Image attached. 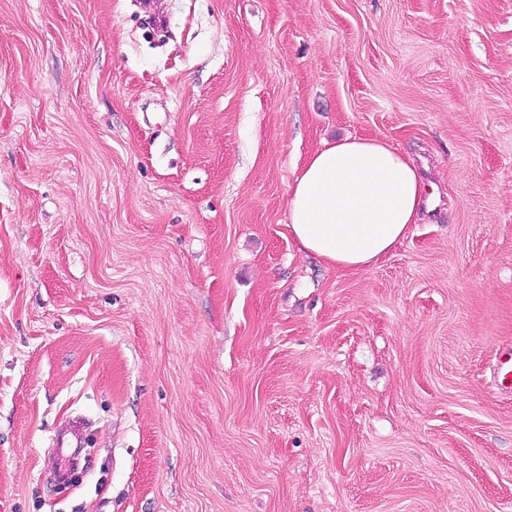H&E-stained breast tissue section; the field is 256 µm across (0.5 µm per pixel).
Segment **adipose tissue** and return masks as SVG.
I'll list each match as a JSON object with an SVG mask.
<instances>
[{
  "label": "adipose tissue",
  "mask_w": 512,
  "mask_h": 512,
  "mask_svg": "<svg viewBox=\"0 0 512 512\" xmlns=\"http://www.w3.org/2000/svg\"><path fill=\"white\" fill-rule=\"evenodd\" d=\"M422 203V178L408 153L384 137H347L316 150L296 175L288 232L300 251L358 272L406 238Z\"/></svg>",
  "instance_id": "1"
}]
</instances>
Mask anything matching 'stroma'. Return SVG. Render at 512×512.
<instances>
[{"label":"stroma","instance_id":"35a3bbf8","mask_svg":"<svg viewBox=\"0 0 512 512\" xmlns=\"http://www.w3.org/2000/svg\"><path fill=\"white\" fill-rule=\"evenodd\" d=\"M0 0V512H512V0ZM438 200L298 251L312 152ZM289 189L290 236L300 251L338 270L375 265L421 218L418 168L385 137L326 143L307 159Z\"/></svg>","mask_w":512,"mask_h":512}]
</instances>
